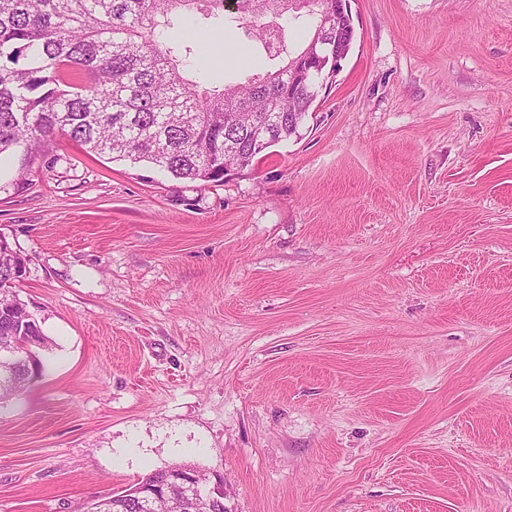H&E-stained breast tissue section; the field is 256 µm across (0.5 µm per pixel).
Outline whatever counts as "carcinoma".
I'll use <instances>...</instances> for the list:
<instances>
[{"label":"carcinoma","instance_id":"carcinoma-1","mask_svg":"<svg viewBox=\"0 0 512 512\" xmlns=\"http://www.w3.org/2000/svg\"><path fill=\"white\" fill-rule=\"evenodd\" d=\"M236 0L225 18L224 0H0V155L31 156L60 132L110 160L147 162L175 179L224 182V156L236 153L240 170L253 166L258 128L279 143L298 133L327 84L328 68L309 70L288 89V70L312 49L324 55L353 43L354 28L324 24L319 0ZM185 13L201 20L236 22L244 39L261 49L266 67L221 87L193 79L191 49L164 36ZM305 36L291 43L284 24ZM22 257L0 242V341L33 336L38 349L17 348L7 401L45 370L40 352L53 341L42 326L19 327L11 308ZM139 512L138 503L91 500L86 512ZM156 512H224V498L185 503L177 490L161 492Z\"/></svg>","mask_w":512,"mask_h":512}]
</instances>
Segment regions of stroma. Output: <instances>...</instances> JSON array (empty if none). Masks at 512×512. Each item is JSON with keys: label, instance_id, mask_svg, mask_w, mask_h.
I'll list each match as a JSON object with an SVG mask.
<instances>
[{"label": "stroma", "instance_id": "35a3bbf8", "mask_svg": "<svg viewBox=\"0 0 512 512\" xmlns=\"http://www.w3.org/2000/svg\"><path fill=\"white\" fill-rule=\"evenodd\" d=\"M349 6L297 136L221 184L60 133L0 158L55 342L0 408V512L183 464L231 512H512V0ZM169 39L250 72L235 24Z\"/></svg>", "mask_w": 512, "mask_h": 512}]
</instances>
